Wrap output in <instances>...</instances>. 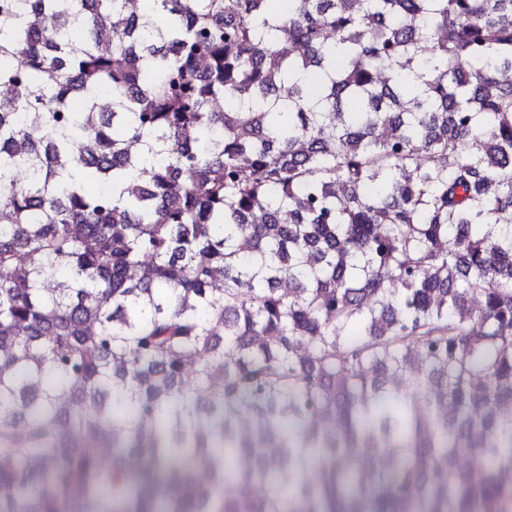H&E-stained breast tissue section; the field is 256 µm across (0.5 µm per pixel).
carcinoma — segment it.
Masks as SVG:
<instances>
[{"label":"carcinoma","mask_w":512,"mask_h":512,"mask_svg":"<svg viewBox=\"0 0 512 512\" xmlns=\"http://www.w3.org/2000/svg\"><path fill=\"white\" fill-rule=\"evenodd\" d=\"M130 2L0 0V512H512V0Z\"/></svg>","instance_id":"cac0c4a2"}]
</instances>
